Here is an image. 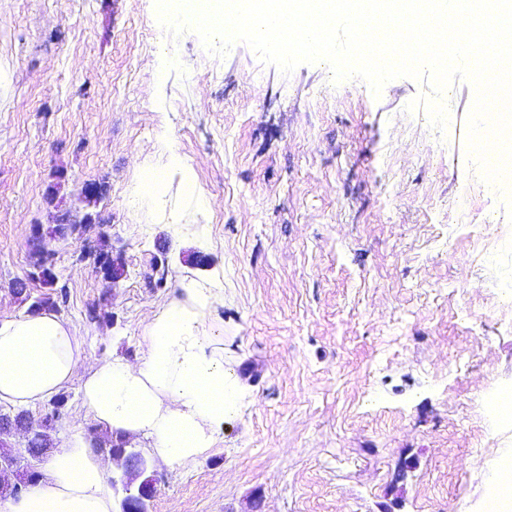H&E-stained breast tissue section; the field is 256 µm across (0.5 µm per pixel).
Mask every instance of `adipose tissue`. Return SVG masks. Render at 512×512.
I'll return each mask as SVG.
<instances>
[{
	"mask_svg": "<svg viewBox=\"0 0 512 512\" xmlns=\"http://www.w3.org/2000/svg\"><path fill=\"white\" fill-rule=\"evenodd\" d=\"M180 293L149 318L132 363L88 358L82 333L56 312L0 316V404L34 407L78 376L96 424L148 438L167 464H194L240 393L205 331L213 290L187 282ZM0 512H113L106 467L81 427L47 459L36 485L0 500Z\"/></svg>",
	"mask_w": 512,
	"mask_h": 512,
	"instance_id": "adipose-tissue-1",
	"label": "adipose tissue"
}]
</instances>
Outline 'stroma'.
Wrapping results in <instances>:
<instances>
[{"mask_svg": "<svg viewBox=\"0 0 512 512\" xmlns=\"http://www.w3.org/2000/svg\"><path fill=\"white\" fill-rule=\"evenodd\" d=\"M431 93L216 56L156 0H0V313L27 312L9 284L35 224L97 358L136 361L180 283L220 293L206 330L242 398L193 466L158 464L151 512H487L512 458L491 410L512 390V183L476 185L472 84L442 130ZM89 183L99 223L49 237ZM89 248L122 254L116 288Z\"/></svg>", "mask_w": 512, "mask_h": 512, "instance_id": "obj_1", "label": "stroma"}]
</instances>
